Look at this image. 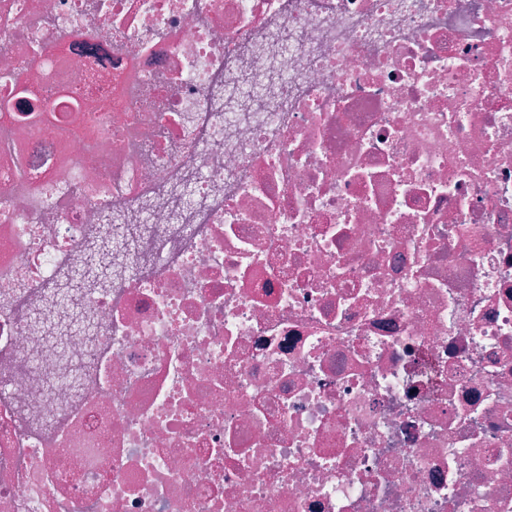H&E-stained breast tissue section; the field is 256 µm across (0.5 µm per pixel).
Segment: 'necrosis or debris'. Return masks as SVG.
<instances>
[{
	"instance_id": "necrosis-or-debris-1",
	"label": "necrosis or debris",
	"mask_w": 512,
	"mask_h": 512,
	"mask_svg": "<svg viewBox=\"0 0 512 512\" xmlns=\"http://www.w3.org/2000/svg\"><path fill=\"white\" fill-rule=\"evenodd\" d=\"M0 512H512V0H0Z\"/></svg>"
}]
</instances>
